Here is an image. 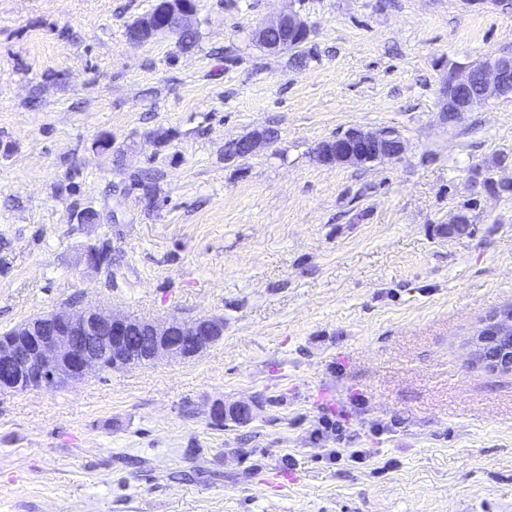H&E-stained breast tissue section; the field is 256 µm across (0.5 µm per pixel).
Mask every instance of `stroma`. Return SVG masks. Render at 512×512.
I'll return each mask as SVG.
<instances>
[{
	"mask_svg": "<svg viewBox=\"0 0 512 512\" xmlns=\"http://www.w3.org/2000/svg\"><path fill=\"white\" fill-rule=\"evenodd\" d=\"M152 3L0 0V333L102 307L224 336L0 395V512H512V373L466 346L512 307V194L472 188L512 181V97L439 110L449 66L512 52V0H200L187 53L127 41ZM289 10L299 63L251 37ZM351 128L405 153L320 163ZM216 400L256 411L216 427ZM272 141L273 139L269 134L263 130H254L250 134L231 142H233L238 150V154H235L238 159H246L252 156L262 145L270 144Z\"/></svg>",
	"mask_w": 512,
	"mask_h": 512,
	"instance_id": "stroma-1",
	"label": "stroma"
}]
</instances>
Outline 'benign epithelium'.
Wrapping results in <instances>:
<instances>
[{"mask_svg": "<svg viewBox=\"0 0 512 512\" xmlns=\"http://www.w3.org/2000/svg\"><path fill=\"white\" fill-rule=\"evenodd\" d=\"M150 11L127 28L126 38L142 44L157 30L182 44L184 34L195 28L196 0H158ZM310 34L307 22L296 11L262 22L253 32L256 43L270 54L295 51ZM512 95V57L490 55L474 69L450 67L440 99V111L448 122L472 112L492 98ZM272 142L262 130L233 140L237 157L246 159ZM331 149L325 164L362 165L400 158L404 140L392 131L352 129L328 141ZM224 335L221 318L192 322L176 319H138L101 308L53 311L10 330L0 337V394L28 389L56 388L80 381L94 372L121 369L139 363L187 359L200 355ZM472 360L500 373L512 372V317H493L471 341ZM212 416L249 420L253 408L239 404L230 408L221 402L210 407Z\"/></svg>", "mask_w": 512, "mask_h": 512, "instance_id": "obj_1", "label": "benign epithelium"}]
</instances>
